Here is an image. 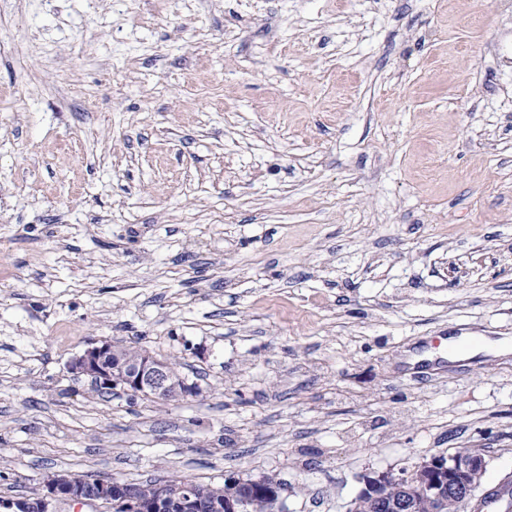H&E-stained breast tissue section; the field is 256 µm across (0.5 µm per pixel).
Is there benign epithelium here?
Listing matches in <instances>:
<instances>
[{
	"mask_svg": "<svg viewBox=\"0 0 512 512\" xmlns=\"http://www.w3.org/2000/svg\"><path fill=\"white\" fill-rule=\"evenodd\" d=\"M71 370L90 378L101 390L122 389L133 398L159 400L175 395L172 371L168 363L144 350L120 359L110 341L91 346L71 362ZM487 460L478 448H458L448 455L433 456L413 468L383 472L365 480L364 495L382 502L384 512H416L420 497L436 501L440 507L455 501L465 512L478 504L476 496L486 472ZM393 490L388 496L385 489ZM64 502L93 505L104 512H203L194 490L171 489L167 483L152 486L141 494L128 482L116 479L87 481L68 474L44 478L41 489L33 495L0 499V512H58Z\"/></svg>",
	"mask_w": 512,
	"mask_h": 512,
	"instance_id": "obj_1",
	"label": "benign epithelium"
}]
</instances>
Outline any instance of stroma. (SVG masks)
<instances>
[{"mask_svg": "<svg viewBox=\"0 0 512 512\" xmlns=\"http://www.w3.org/2000/svg\"><path fill=\"white\" fill-rule=\"evenodd\" d=\"M0 498L472 445L512 476V0H0ZM102 340L193 395L91 394ZM470 337L461 336L459 338H448V360L449 362H458L475 356L485 351L496 354H508L510 345L506 339L491 340L487 337L480 336L479 341L472 347Z\"/></svg>", "mask_w": 512, "mask_h": 512, "instance_id": "1", "label": "stroma"}]
</instances>
